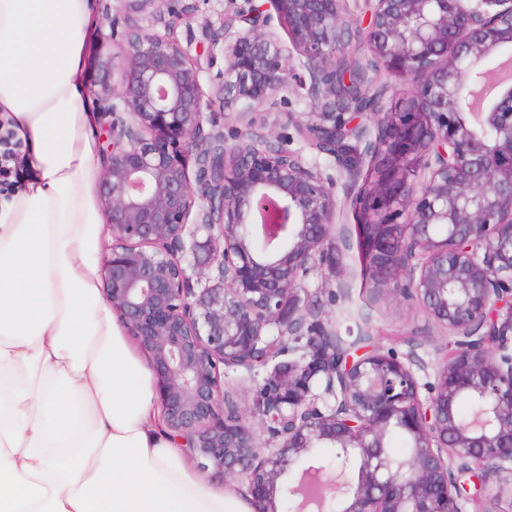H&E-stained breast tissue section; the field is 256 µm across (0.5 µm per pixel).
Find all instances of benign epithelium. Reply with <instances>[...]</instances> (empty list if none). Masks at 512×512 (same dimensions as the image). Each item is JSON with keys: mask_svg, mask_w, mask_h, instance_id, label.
<instances>
[{"mask_svg": "<svg viewBox=\"0 0 512 512\" xmlns=\"http://www.w3.org/2000/svg\"><path fill=\"white\" fill-rule=\"evenodd\" d=\"M157 1L165 31L144 15L112 57L120 81L88 97L107 134L103 290L149 357L176 447L245 486L252 512L283 496L293 512H467L472 477L483 512H512V74L478 67L512 45V0H365L366 25L344 0H248L207 23L204 64L177 35L181 0H140ZM298 89L313 111L256 134L246 115ZM216 103L243 119L231 139ZM290 125L348 173L374 287L452 333L424 398L412 357L357 354L299 297L340 209ZM226 368L267 369L253 412L271 442L226 408Z\"/></svg>", "mask_w": 512, "mask_h": 512, "instance_id": "7a95c632", "label": "benign epithelium"}]
</instances>
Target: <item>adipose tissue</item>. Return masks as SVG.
<instances>
[{
    "label": "adipose tissue",
    "mask_w": 512,
    "mask_h": 512,
    "mask_svg": "<svg viewBox=\"0 0 512 512\" xmlns=\"http://www.w3.org/2000/svg\"><path fill=\"white\" fill-rule=\"evenodd\" d=\"M97 28L95 0H0V112L29 171L0 201V512H251L174 446L104 299Z\"/></svg>",
    "instance_id": "adipose-tissue-1"
}]
</instances>
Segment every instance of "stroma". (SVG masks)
<instances>
[{
  "label": "stroma",
  "instance_id": "stroma-1",
  "mask_svg": "<svg viewBox=\"0 0 512 512\" xmlns=\"http://www.w3.org/2000/svg\"><path fill=\"white\" fill-rule=\"evenodd\" d=\"M308 109V97L279 92L252 112L251 118L255 130L265 134L279 127L286 113ZM325 265L333 269V277L310 280L303 300L318 310L322 320L332 321L343 339L351 341L367 334L380 350L414 356L423 365L416 373L419 384H430L433 368L452 336L433 323L412 296L373 288L366 274L359 228L349 210L340 213L336 240Z\"/></svg>",
  "mask_w": 512,
  "mask_h": 512
}]
</instances>
